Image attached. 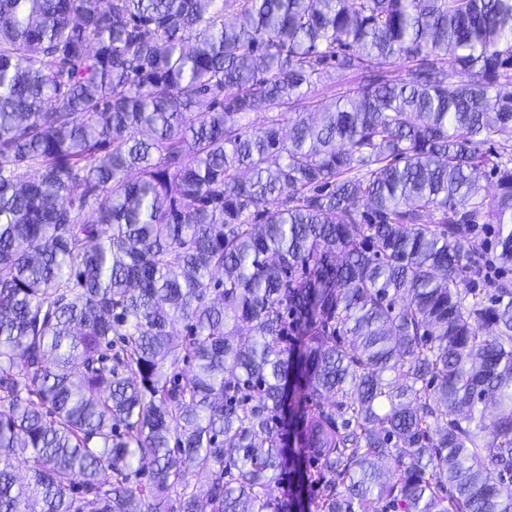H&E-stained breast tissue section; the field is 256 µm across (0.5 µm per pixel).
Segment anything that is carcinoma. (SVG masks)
Wrapping results in <instances>:
<instances>
[{
  "label": "carcinoma",
  "instance_id": "carcinoma-1",
  "mask_svg": "<svg viewBox=\"0 0 512 512\" xmlns=\"http://www.w3.org/2000/svg\"><path fill=\"white\" fill-rule=\"evenodd\" d=\"M286 467L512 512V0H0V512H310Z\"/></svg>",
  "mask_w": 512,
  "mask_h": 512
}]
</instances>
